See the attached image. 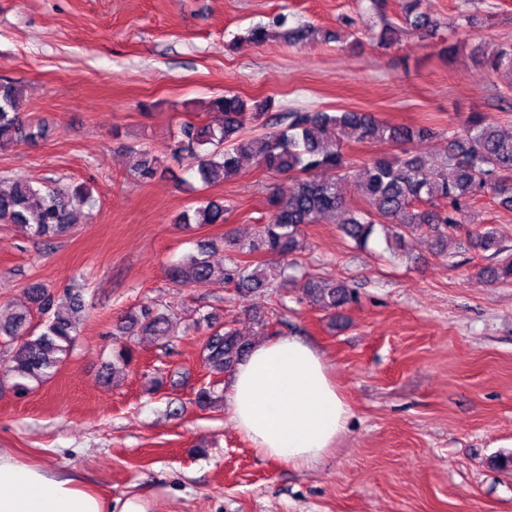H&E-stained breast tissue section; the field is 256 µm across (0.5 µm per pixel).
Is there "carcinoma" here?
Returning a JSON list of instances; mask_svg holds the SVG:
<instances>
[{"mask_svg": "<svg viewBox=\"0 0 512 512\" xmlns=\"http://www.w3.org/2000/svg\"><path fill=\"white\" fill-rule=\"evenodd\" d=\"M424 0H404L402 23L411 31H427L437 26L423 7ZM464 26L480 20L475 0H463L460 14ZM272 26L289 44L306 40L312 29L303 26L284 29L278 18ZM494 72H512V45L502 47L485 61ZM209 108L223 116L221 125L184 123L176 150L196 160V177L211 185L230 179L240 172L241 159L249 157L257 165L287 175L293 181L289 194L272 193V212L259 225L255 239L243 244L226 239L237 255L227 266L216 267L206 258L210 245L185 256L171 269L177 285L205 281L218 288L232 285L240 295L279 288L285 268L252 266L240 258L263 249L284 259L303 249V228L330 213L346 237L358 246L367 244L376 228H381L388 246H401L406 235L425 233L435 238L439 254H445L448 236L465 232L468 247L491 253L504 252L496 231L485 227L467 229L471 201L487 189L499 204L512 210V136H505L493 123L479 114L468 127L448 141V153L437 164L429 165L420 157L374 155L356 166L344 152L350 141H389L402 144L414 136L413 129L387 124L369 112L343 111L336 114L291 109L269 117V100L248 103L237 94L216 97ZM262 121L264 134L244 138L240 132L247 121ZM43 136L39 123L28 121L24 113L21 86L8 80L0 82V149L15 143L35 142ZM134 172L141 179L157 173L156 159L147 151L140 153ZM363 196L365 210H351L346 204L348 189ZM92 191L83 183L49 186L44 182L17 177L0 187V223L21 224L38 238H55L71 232L74 214L93 205ZM229 208L219 200H204L175 219L178 224H222ZM492 282L512 279V257L506 256L493 267L480 270ZM83 286L66 284L55 291L31 288L35 310L17 312L0 320V347L9 357V365L0 376L12 381L18 392L31 389V383L50 379L68 357L78 334L77 313L84 307ZM303 298L323 308L336 309L352 301V292L344 284L308 282L301 288ZM177 315L156 312L148 305L139 314L121 319L117 329L131 335L145 332L170 336ZM252 342L241 336L234 324L212 326L203 345V362L208 370L231 372L251 350Z\"/></svg>", "mask_w": 512, "mask_h": 512, "instance_id": "obj_1", "label": "carcinoma"}]
</instances>
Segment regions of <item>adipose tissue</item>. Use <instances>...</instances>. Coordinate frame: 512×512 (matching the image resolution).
I'll use <instances>...</instances> for the list:
<instances>
[{
	"instance_id": "ef3b65f1",
	"label": "adipose tissue",
	"mask_w": 512,
	"mask_h": 512,
	"mask_svg": "<svg viewBox=\"0 0 512 512\" xmlns=\"http://www.w3.org/2000/svg\"><path fill=\"white\" fill-rule=\"evenodd\" d=\"M236 429L264 457L312 466L344 431L351 409L322 355L296 336L253 345L228 380ZM158 503L126 497L113 508L78 473H53L0 448V512H157Z\"/></svg>"
}]
</instances>
